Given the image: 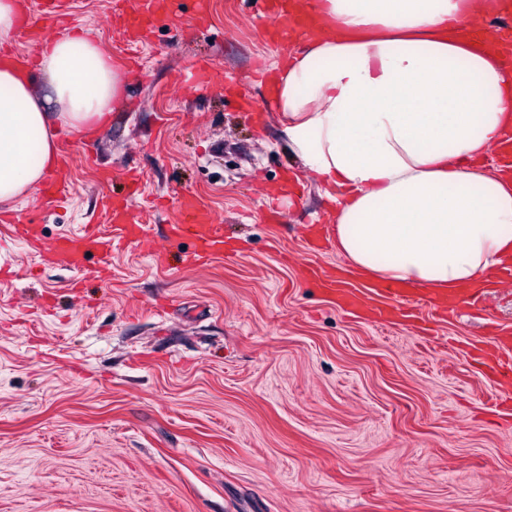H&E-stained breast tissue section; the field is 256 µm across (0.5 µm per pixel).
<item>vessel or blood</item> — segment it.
I'll return each mask as SVG.
<instances>
[{"mask_svg": "<svg viewBox=\"0 0 512 512\" xmlns=\"http://www.w3.org/2000/svg\"><path fill=\"white\" fill-rule=\"evenodd\" d=\"M176 0H138L130 11H122L121 19L127 44H138L146 40L148 32L165 26L175 13ZM293 0H263L266 42L276 49H287L288 42L297 28L319 23L317 14L297 15L292 10ZM70 162L67 151H59L57 170L49 174L39 185L40 196L51 203L64 202L70 194L69 184L59 177L58 171ZM127 193L123 198L111 194L102 197L104 228L87 227L57 238L48 247L41 249L45 264L62 267L82 278L106 279L112 274V251L121 243H129L151 250V241L132 201L140 192L141 178L138 173L126 175ZM179 220L169 228L172 246H181L183 241L194 245L195 259L223 258L224 226L208 208L202 206L190 194L181 195L177 201ZM97 257V264H90V257ZM308 277L316 288L336 302L337 306L357 311L364 304H372L380 321L390 323L396 318L406 317L408 310L415 308L420 300L416 289L394 281H375L369 284L357 282L340 266L326 269L311 268ZM487 289L483 283L447 295H429L431 311L437 316L450 315L462 307H473L483 300ZM475 358L484 367L487 376L512 381V336H492L474 345Z\"/></svg>", "mask_w": 512, "mask_h": 512, "instance_id": "1", "label": "vessel or blood"}]
</instances>
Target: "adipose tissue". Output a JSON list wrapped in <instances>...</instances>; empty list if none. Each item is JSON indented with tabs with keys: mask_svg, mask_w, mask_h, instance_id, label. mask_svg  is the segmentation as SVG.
I'll use <instances>...</instances> for the list:
<instances>
[{
	"mask_svg": "<svg viewBox=\"0 0 512 512\" xmlns=\"http://www.w3.org/2000/svg\"><path fill=\"white\" fill-rule=\"evenodd\" d=\"M322 26L277 74L291 150L337 206L336 249L376 279L450 293L512 261V176L484 173L512 129V71L477 32L497 0H316ZM49 82L48 95L36 90ZM123 76L88 33L0 68V202L57 141L105 124Z\"/></svg>",
	"mask_w": 512,
	"mask_h": 512,
	"instance_id": "obj_1",
	"label": "adipose tissue"
}]
</instances>
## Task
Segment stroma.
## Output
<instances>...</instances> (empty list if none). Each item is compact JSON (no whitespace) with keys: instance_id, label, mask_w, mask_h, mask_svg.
Listing matches in <instances>:
<instances>
[{"instance_id":"obj_1","label":"stroma","mask_w":512,"mask_h":512,"mask_svg":"<svg viewBox=\"0 0 512 512\" xmlns=\"http://www.w3.org/2000/svg\"><path fill=\"white\" fill-rule=\"evenodd\" d=\"M110 0H59L70 27L117 59ZM152 31L106 125L66 140L64 205L36 192L1 204L45 242L100 221L98 197L142 175L156 243L196 193L243 251L167 262L133 246L112 279L66 289L0 232V512H512V421L463 348L512 333V285L488 314L461 309L384 326L344 313L302 278L336 264L305 228L332 209L289 148L275 99L251 83L280 61L256 0H179ZM207 60L212 79L185 85ZM113 184H105V175Z\"/></svg>"}]
</instances>
